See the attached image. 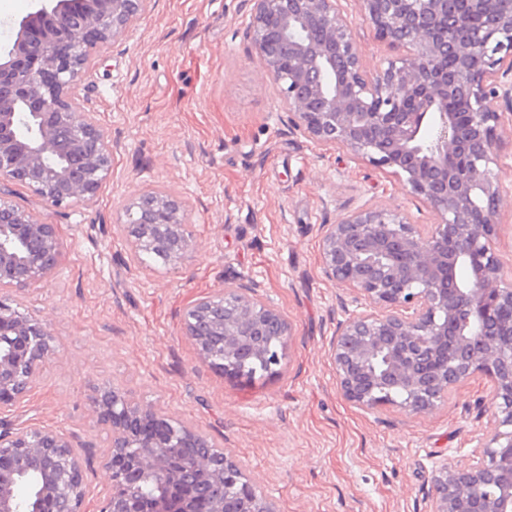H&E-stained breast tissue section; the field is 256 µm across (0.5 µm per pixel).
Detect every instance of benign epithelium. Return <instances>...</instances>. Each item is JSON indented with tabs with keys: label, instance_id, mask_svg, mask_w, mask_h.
I'll return each mask as SVG.
<instances>
[{
	"label": "benign epithelium",
	"instance_id": "1",
	"mask_svg": "<svg viewBox=\"0 0 512 512\" xmlns=\"http://www.w3.org/2000/svg\"><path fill=\"white\" fill-rule=\"evenodd\" d=\"M248 35L295 129L321 149L336 148L391 168L436 216L425 228L397 206L363 205L320 231L324 275L372 308L341 323L330 351L342 397L364 410L435 409L460 383H491V426L479 430L467 466L443 464L426 512H512V282L497 252L502 212L512 211L500 165L504 114L512 112V0H357L374 37L399 52L367 70L340 0H251ZM149 0H42L13 27L0 51V182L31 187L50 207L95 201L112 167L105 130L78 97L90 61L128 34ZM45 17L37 39L31 19ZM481 16L499 36L473 26ZM473 112L461 121L451 103ZM27 115L28 132L18 129ZM120 223L139 228L132 247L169 248L176 268L197 247L183 198L142 191ZM56 226L0 196V408L22 402L38 365L56 352L46 324L22 313L8 289L45 281L58 257ZM183 331L199 358L220 368L240 356L269 359L286 347L291 323L269 303L231 284L189 304ZM111 427L110 493L98 512H190L166 489L183 480L210 497L224 478L241 491L215 512H275L244 481L224 449L152 404L116 388L90 398ZM0 512H86V459L73 438L37 425L0 423ZM44 464L31 492L30 463ZM153 482L155 491H144Z\"/></svg>",
	"mask_w": 512,
	"mask_h": 512
}]
</instances>
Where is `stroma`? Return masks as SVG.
Returning <instances> with one entry per match:
<instances>
[{"label":"stroma","mask_w":512,"mask_h":512,"mask_svg":"<svg viewBox=\"0 0 512 512\" xmlns=\"http://www.w3.org/2000/svg\"><path fill=\"white\" fill-rule=\"evenodd\" d=\"M340 5L367 68L393 57L359 21L357 0ZM250 8L150 0L129 36L92 60L79 96L112 146L96 202L53 208L26 185L1 189L56 225L60 252L45 282L10 291L46 323L57 353L0 421L34 422L84 444L93 460L88 512L111 490L98 465L111 431L89 401L103 386L207 435L276 512H425L435 469L472 458L489 381L471 378L422 415L347 402L329 346L348 309L322 272L319 237L322 225L365 204L397 206L417 224L435 218L391 170L319 149L292 128L250 56ZM151 189L189 206L197 248L176 270L139 264L118 222L123 205ZM228 282L250 287L294 328L271 374L224 377L182 332L190 302Z\"/></svg>","instance_id":"35a3bbf8"}]
</instances>
